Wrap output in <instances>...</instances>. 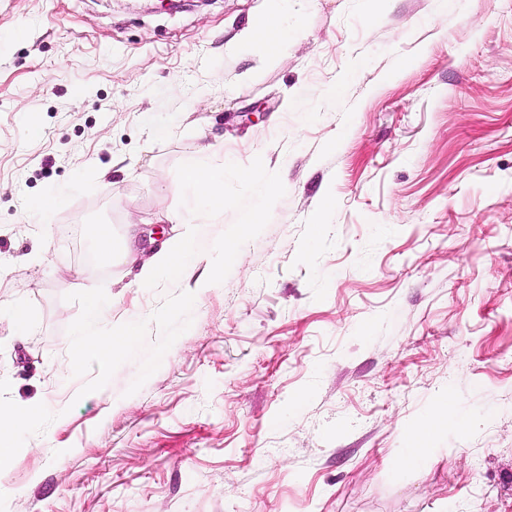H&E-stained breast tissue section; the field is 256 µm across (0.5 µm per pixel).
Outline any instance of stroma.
<instances>
[{
  "mask_svg": "<svg viewBox=\"0 0 512 512\" xmlns=\"http://www.w3.org/2000/svg\"><path fill=\"white\" fill-rule=\"evenodd\" d=\"M265 8L0 0V378L57 415L0 512H512V0H295L287 54L230 53ZM193 158L224 207L138 284ZM98 286L107 325L195 295L131 396L72 374ZM191 243L184 241L179 245L161 248L152 258L142 267V275L145 280H150L155 275L157 269L162 270L169 277H183L186 275V269L180 259L185 250L189 249Z\"/></svg>",
  "mask_w": 512,
  "mask_h": 512,
  "instance_id": "1",
  "label": "stroma"
}]
</instances>
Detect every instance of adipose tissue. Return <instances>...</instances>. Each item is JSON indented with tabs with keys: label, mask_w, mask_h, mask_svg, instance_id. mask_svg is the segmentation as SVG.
I'll list each match as a JSON object with an SVG mask.
<instances>
[{
	"label": "adipose tissue",
	"mask_w": 512,
	"mask_h": 512,
	"mask_svg": "<svg viewBox=\"0 0 512 512\" xmlns=\"http://www.w3.org/2000/svg\"><path fill=\"white\" fill-rule=\"evenodd\" d=\"M288 0H270L265 14L250 22L231 43V50L239 55L251 53L264 46L273 56H281L288 48L290 33L286 24Z\"/></svg>",
	"instance_id": "1"
}]
</instances>
